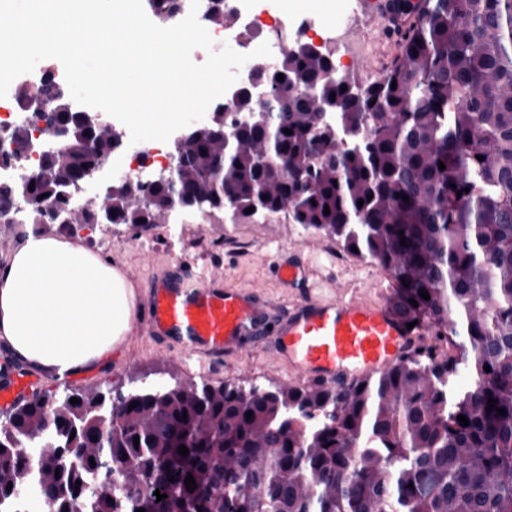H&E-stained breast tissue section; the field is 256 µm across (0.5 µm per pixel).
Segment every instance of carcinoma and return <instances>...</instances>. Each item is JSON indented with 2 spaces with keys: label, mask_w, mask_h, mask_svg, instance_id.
Returning a JSON list of instances; mask_svg holds the SVG:
<instances>
[{
  "label": "carcinoma",
  "mask_w": 512,
  "mask_h": 512,
  "mask_svg": "<svg viewBox=\"0 0 512 512\" xmlns=\"http://www.w3.org/2000/svg\"><path fill=\"white\" fill-rule=\"evenodd\" d=\"M146 5L169 25L175 0ZM390 10L403 18L401 51L377 80L359 84L294 42L257 70L269 101L242 87L182 135L176 183L161 170L113 186L99 206L74 205L76 185L119 137L54 102L52 77L39 96L21 88L17 108L50 104L68 138L63 150L43 144L25 182L0 183V224L17 223L20 200L22 223L76 231L282 217L380 264L397 309L436 344L342 386L37 393L0 426V506L23 489L51 512H512V0H391ZM203 15L215 28L234 21L224 0H207ZM28 136L11 127L0 161L17 160ZM107 460L121 465V494Z\"/></svg>",
  "instance_id": "cac0c4a2"
}]
</instances>
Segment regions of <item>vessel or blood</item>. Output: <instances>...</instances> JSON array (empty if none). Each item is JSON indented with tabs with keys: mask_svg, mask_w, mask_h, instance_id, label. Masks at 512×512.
Instances as JSON below:
<instances>
[{
	"mask_svg": "<svg viewBox=\"0 0 512 512\" xmlns=\"http://www.w3.org/2000/svg\"><path fill=\"white\" fill-rule=\"evenodd\" d=\"M142 307L152 334L215 359L264 328L269 319L263 303L226 288L223 280L201 281L182 266L155 282ZM276 334L277 350L299 382L374 375L398 363L414 336L392 299L371 303L352 295L295 303ZM34 386L18 368L1 371L0 402L17 403Z\"/></svg>",
	"mask_w": 512,
	"mask_h": 512,
	"instance_id": "obj_1",
	"label": "vessel or blood"
}]
</instances>
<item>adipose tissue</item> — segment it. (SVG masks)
<instances>
[{
  "label": "adipose tissue",
  "instance_id": "ef3b65f1",
  "mask_svg": "<svg viewBox=\"0 0 512 512\" xmlns=\"http://www.w3.org/2000/svg\"><path fill=\"white\" fill-rule=\"evenodd\" d=\"M136 299L112 260L30 235L0 262V343L48 378L107 368L133 330Z\"/></svg>",
  "mask_w": 512,
  "mask_h": 512
}]
</instances>
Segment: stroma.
I'll return each instance as SVG.
<instances>
[{
    "label": "stroma",
    "mask_w": 512,
    "mask_h": 512,
    "mask_svg": "<svg viewBox=\"0 0 512 512\" xmlns=\"http://www.w3.org/2000/svg\"><path fill=\"white\" fill-rule=\"evenodd\" d=\"M365 58L352 70L370 83L396 58L400 41L387 30L381 12L360 8L356 14ZM90 251L119 263L138 295H146L157 277L174 265L191 266L204 279L221 276L225 287L253 295L272 307L271 321L287 316L303 298H337L339 281H351L358 296L380 300L392 287L388 272L375 261L349 253L321 231L282 220L262 224H204L196 219L157 224L136 233L124 225L103 224L93 234L79 233ZM305 271L304 279L290 282L281 276L283 266ZM207 365L210 383L247 386L288 384L292 377L276 353L271 332L245 337L219 360H201L176 344L153 336L147 327L134 328L112 357L111 368L64 379H40L43 392H74L92 388H131L192 379L193 371Z\"/></svg>",
    "instance_id": "1"
}]
</instances>
